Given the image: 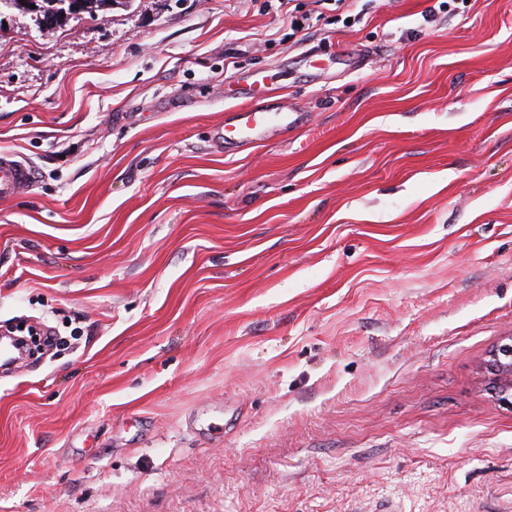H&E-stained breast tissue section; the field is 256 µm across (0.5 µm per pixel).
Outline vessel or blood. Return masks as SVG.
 <instances>
[{"mask_svg":"<svg viewBox=\"0 0 512 512\" xmlns=\"http://www.w3.org/2000/svg\"><path fill=\"white\" fill-rule=\"evenodd\" d=\"M254 77H247L239 102L225 120L224 130L232 142L251 145L273 134H285L302 122L301 109L272 97L258 95ZM34 179L30 164L9 153H0V200H8L28 188Z\"/></svg>","mask_w":512,"mask_h":512,"instance_id":"vessel-or-blood-1","label":"vessel or blood"}]
</instances>
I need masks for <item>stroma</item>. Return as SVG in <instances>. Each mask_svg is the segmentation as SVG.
Returning a JSON list of instances; mask_svg holds the SVG:
<instances>
[{
  "label": "stroma",
  "instance_id": "obj_1",
  "mask_svg": "<svg viewBox=\"0 0 512 512\" xmlns=\"http://www.w3.org/2000/svg\"><path fill=\"white\" fill-rule=\"evenodd\" d=\"M295 2L0 12V512H512V0ZM243 71L302 125L219 142ZM34 180L32 166L17 156L0 153V200L5 201L28 188ZM510 343L497 346L489 354L485 362L486 371L490 374L489 391L501 405L512 409V336Z\"/></svg>",
  "mask_w": 512,
  "mask_h": 512
}]
</instances>
